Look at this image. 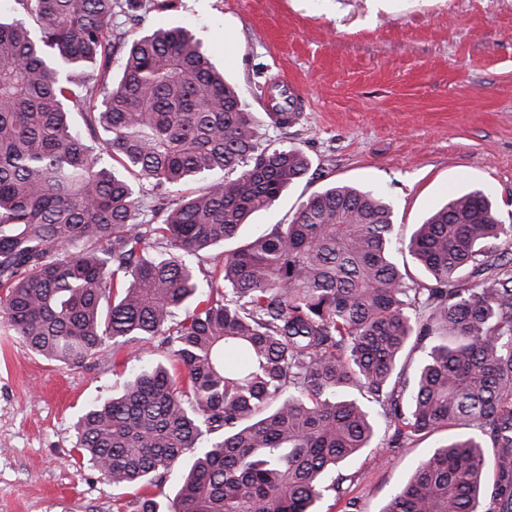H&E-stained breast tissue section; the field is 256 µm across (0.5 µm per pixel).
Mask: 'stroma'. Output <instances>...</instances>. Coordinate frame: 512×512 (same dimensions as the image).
Here are the masks:
<instances>
[{"label":"stroma","instance_id":"35a3bbf8","mask_svg":"<svg viewBox=\"0 0 512 512\" xmlns=\"http://www.w3.org/2000/svg\"><path fill=\"white\" fill-rule=\"evenodd\" d=\"M142 26L117 17L125 42L181 25L223 68L260 120L262 142L310 161L257 224H285L314 193L348 184L379 193L409 236L448 199L483 190L512 224V0H146ZM308 95L296 121L265 112L282 81ZM166 346L136 344L66 367L32 354L0 319V512H133L135 489L83 463L74 422L119 394L133 373L167 362ZM447 437L404 448L380 429L345 467L355 512H383L397 487Z\"/></svg>","mask_w":512,"mask_h":512}]
</instances>
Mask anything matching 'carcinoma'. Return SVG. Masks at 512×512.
<instances>
[{
    "instance_id": "1",
    "label": "carcinoma",
    "mask_w": 512,
    "mask_h": 512,
    "mask_svg": "<svg viewBox=\"0 0 512 512\" xmlns=\"http://www.w3.org/2000/svg\"><path fill=\"white\" fill-rule=\"evenodd\" d=\"M4 2L0 310L68 367L135 341L170 347L78 416L79 455L144 489L136 512H161L154 490L188 452L167 512H316L327 496L353 512L342 467L380 416L393 448L448 431L384 512H477L484 494L485 512H512V225L489 197L449 199L402 243L423 287L391 259L393 207L350 185L241 240L309 161L260 146L201 42L181 26L112 41L116 14L141 24L139 0ZM193 180L205 184L180 194Z\"/></svg>"
}]
</instances>
